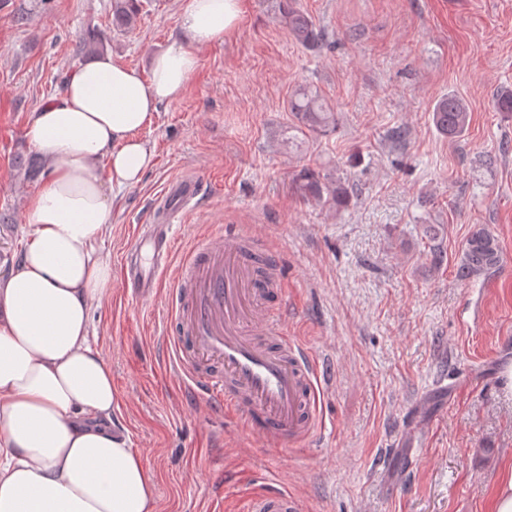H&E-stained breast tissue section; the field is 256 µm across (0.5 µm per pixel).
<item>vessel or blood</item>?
I'll use <instances>...</instances> for the list:
<instances>
[{"mask_svg": "<svg viewBox=\"0 0 512 512\" xmlns=\"http://www.w3.org/2000/svg\"><path fill=\"white\" fill-rule=\"evenodd\" d=\"M199 176L168 183L161 194L166 221L149 225L137 238L150 244L152 267L127 262V284L151 295L174 252L171 229L190 208ZM272 260L257 263L239 228H225L218 240L197 245L184 259L170 292L171 356L200 398L217 402L249 433L285 448L309 439L317 426L316 386L320 373L289 336L279 306L265 304L279 293ZM248 512H302L296 496L283 490L251 498Z\"/></svg>", "mask_w": 512, "mask_h": 512, "instance_id": "obj_1", "label": "vessel or blood"}]
</instances>
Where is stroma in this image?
I'll list each match as a JSON object with an SVG mask.
<instances>
[{
  "instance_id": "stroma-1",
  "label": "stroma",
  "mask_w": 512,
  "mask_h": 512,
  "mask_svg": "<svg viewBox=\"0 0 512 512\" xmlns=\"http://www.w3.org/2000/svg\"><path fill=\"white\" fill-rule=\"evenodd\" d=\"M283 2L243 0L237 31L199 50L182 98L139 133L154 165L113 199L100 245L112 289L91 307L112 419L153 478L157 512H245L278 489L304 512H488L512 469V115L494 107L512 89V0H298L325 33L315 50L290 37ZM182 6L140 0L135 27L119 32L112 0H0V273L21 260L41 185L25 174L32 113L94 55L149 73ZM90 31L92 54L80 46ZM301 84L327 99L335 131L297 128L288 97ZM449 95L471 113L453 139L432 121ZM394 127L405 141L388 138ZM304 166L347 178V207L300 198ZM189 171L202 190L174 227L177 252L231 224L275 257L284 323L321 372L319 426L304 443L270 449L175 371L176 268L152 297L122 286L138 225ZM428 224L447 254L439 267ZM480 224L501 261L463 280L461 249Z\"/></svg>"
}]
</instances>
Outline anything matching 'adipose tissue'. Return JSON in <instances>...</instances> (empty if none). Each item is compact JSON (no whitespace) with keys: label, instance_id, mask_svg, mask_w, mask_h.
Returning <instances> with one entry per match:
<instances>
[{"label":"adipose tissue","instance_id":"ef3b65f1","mask_svg":"<svg viewBox=\"0 0 512 512\" xmlns=\"http://www.w3.org/2000/svg\"><path fill=\"white\" fill-rule=\"evenodd\" d=\"M242 13V0H184L180 35L149 75L101 56L27 123L48 169L21 264L0 276V512H156L148 468L112 427L111 367L89 342L91 305L112 286L97 248L104 190L135 186L152 167L138 130L183 96L199 50L222 43Z\"/></svg>","mask_w":512,"mask_h":512}]
</instances>
